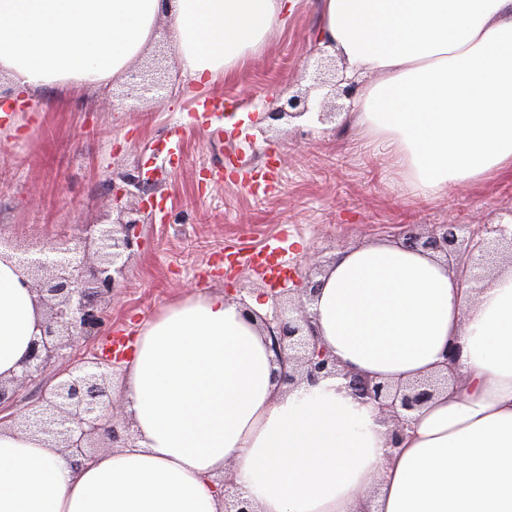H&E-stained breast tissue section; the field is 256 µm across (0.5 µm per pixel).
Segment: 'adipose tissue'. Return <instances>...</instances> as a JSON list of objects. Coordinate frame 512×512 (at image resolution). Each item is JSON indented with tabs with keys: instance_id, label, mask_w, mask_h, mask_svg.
Masks as SVG:
<instances>
[{
	"instance_id": "obj_1",
	"label": "adipose tissue",
	"mask_w": 512,
	"mask_h": 512,
	"mask_svg": "<svg viewBox=\"0 0 512 512\" xmlns=\"http://www.w3.org/2000/svg\"><path fill=\"white\" fill-rule=\"evenodd\" d=\"M286 0H0V76L27 102L123 81L167 21L178 67L210 84L259 51ZM321 42L377 84L358 121L390 143L410 192L512 172V0H322ZM17 258L0 256V375L38 317ZM312 310L348 370L458 381L390 448L378 408L340 378L279 390L257 328L220 292L174 302L139 331L115 390L133 447L80 471L42 438L0 430V512H221L232 465L256 512H512V264L480 290L390 242L337 254Z\"/></svg>"
}]
</instances>
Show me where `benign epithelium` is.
Masks as SVG:
<instances>
[{
  "mask_svg": "<svg viewBox=\"0 0 512 512\" xmlns=\"http://www.w3.org/2000/svg\"><path fill=\"white\" fill-rule=\"evenodd\" d=\"M130 91L140 94L163 89V76L148 72L134 75ZM315 96L309 93L288 95L280 106L268 113L274 122H290L317 116L321 122L336 116L328 110L329 99L340 95L353 99L358 87L352 82L336 89L324 73L313 78ZM122 184H112V201L120 205L117 217L106 224H81L76 236L59 240L51 253L24 262L27 285L36 294L42 319L21 370L0 376V411L14 399L12 386L42 379L52 364L67 357L68 350L88 336L100 335L106 325L108 306L118 294L128 259L140 247V227L148 216V204L140 199L127 206L122 200L131 196L129 187H140L138 176H121ZM403 245L415 251L433 254L448 263V270L461 284L476 291L499 258L512 260V231L498 224H434L425 233H410ZM322 281L307 279L302 289L305 299L272 316L259 317L274 361L279 366V385L293 388L316 383L329 376L344 377L353 394L374 403L382 422L389 429L390 445L398 447L412 421V415L457 377L458 352L449 347L444 354V369L405 384H392L350 374L338 363L317 335L310 305ZM112 360L93 356L68 363L39 389L37 402L26 412L12 418L9 428L43 437L49 447L64 454L75 468L92 460L100 448H127L134 441L129 422L112 396L108 376ZM224 512H256L252 504L233 494L229 482L219 481Z\"/></svg>",
  "mask_w": 512,
  "mask_h": 512,
  "instance_id": "obj_1",
  "label": "benign epithelium"
}]
</instances>
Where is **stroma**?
<instances>
[{
    "label": "stroma",
    "instance_id": "1",
    "mask_svg": "<svg viewBox=\"0 0 512 512\" xmlns=\"http://www.w3.org/2000/svg\"><path fill=\"white\" fill-rule=\"evenodd\" d=\"M320 0H294L283 26L259 53L204 86L181 74L166 23L131 66L156 64L167 76L159 99L124 100L121 84L67 99L42 89L33 112L0 120V243L18 255L50 248L78 225L99 223L112 182L138 171L168 205L169 217L147 219L125 287L108 312L106 335L136 338L140 325L167 305L201 292L233 299L270 298V278L248 262L274 237H286L288 269L378 241H401L412 227L512 221V173L453 187L423 199L405 187L392 149L343 112L336 123L269 129L264 115L328 52L318 41ZM221 96L225 112L201 113ZM184 127L179 166L168 162L169 131ZM234 164L219 182L211 171ZM265 172V194L247 189ZM243 259L217 269L225 254Z\"/></svg>",
    "mask_w": 512,
    "mask_h": 512
}]
</instances>
